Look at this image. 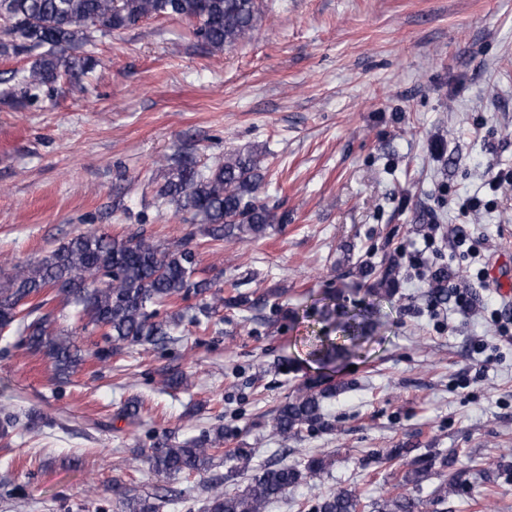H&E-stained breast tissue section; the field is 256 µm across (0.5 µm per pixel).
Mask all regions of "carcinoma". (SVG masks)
Returning <instances> with one entry per match:
<instances>
[{"label":"carcinoma","instance_id":"obj_1","mask_svg":"<svg viewBox=\"0 0 512 512\" xmlns=\"http://www.w3.org/2000/svg\"><path fill=\"white\" fill-rule=\"evenodd\" d=\"M259 0H0V58L30 56L28 69L11 72L23 89L54 86L67 76L84 73L97 64L90 54L75 53L94 41L96 32L129 29L152 17L187 19L197 23L194 35L212 52H222L251 39L260 19ZM264 156L255 151H231L224 159L201 168L189 156L174 160L156 195L175 204L189 224L201 226L214 242L249 241L273 228L276 215L257 198L264 179ZM196 252L177 243L163 246L142 232L113 237L99 230L80 232L60 243L50 255L17 264L0 275V332L19 333V345L50 360L55 375L65 378L87 359L108 362L124 349L163 347L185 319L172 312L177 300H199L190 322L206 331L224 304L265 305L270 294L255 301L246 297L224 300V291L199 277ZM391 271L377 278L376 299L392 297ZM347 339H359L365 314L342 313ZM69 318L84 331L101 336L104 346L84 350L73 330L61 325ZM161 384L177 389L188 385L178 371L160 372ZM336 387L312 380L297 389L277 410L271 431L288 438L303 428H330L322 403ZM43 421L41 413L26 414L11 405L0 406V439L17 430L30 431ZM224 447V425L214 424L191 439L178 441L169 434L156 438L145 462L166 479L209 470ZM237 488H221L208 497L206 512H266L288 490L320 478L334 463L317 453L303 463L253 465L249 448L235 449ZM439 467L440 483L433 490L444 500L470 484V474L455 468V450L418 458L404 475L416 487ZM120 512H157L151 494L125 496ZM360 495L340 488L317 497L311 512H365ZM373 512H418L419 502L406 494L372 504Z\"/></svg>","mask_w":512,"mask_h":512}]
</instances>
